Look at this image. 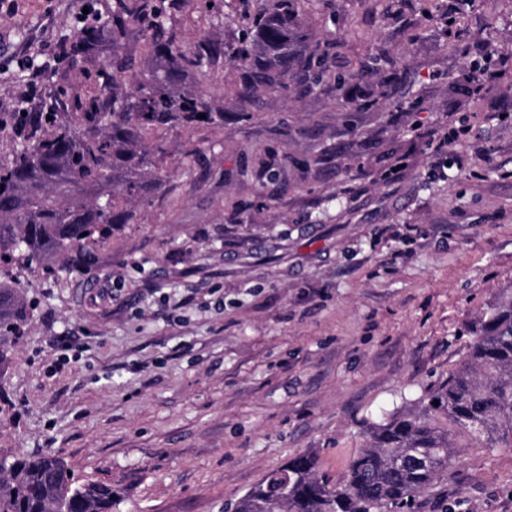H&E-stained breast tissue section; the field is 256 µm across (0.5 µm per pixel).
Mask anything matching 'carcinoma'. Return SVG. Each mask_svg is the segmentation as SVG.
I'll return each mask as SVG.
<instances>
[{
    "instance_id": "carcinoma-1",
    "label": "carcinoma",
    "mask_w": 512,
    "mask_h": 512,
    "mask_svg": "<svg viewBox=\"0 0 512 512\" xmlns=\"http://www.w3.org/2000/svg\"><path fill=\"white\" fill-rule=\"evenodd\" d=\"M177 2L112 0L102 20L112 31V62L99 71L100 93L79 99L74 112H56L58 92L51 90L42 103L49 115L26 113L12 160L0 163V268L19 263L49 270L61 257L85 266L113 230L135 223L138 206L167 196L160 134L224 125V111L183 86V77L230 59L239 71L232 93L244 120L264 92L312 89L327 75L324 52L298 49L307 0H274L246 15L234 42L205 36L192 46L170 22L168 10ZM132 29L142 39L139 55L125 48ZM92 39L78 34L63 57H84ZM362 78V69L352 70L336 90L350 84L353 102ZM26 320L21 295L0 287V360ZM472 333L467 360L432 399L470 437L512 448V292L488 306ZM455 448L451 433L427 416H392L370 425L367 444L337 481L319 474L314 457L297 456L232 512H392L448 469ZM68 472L57 456L1 453L0 512H112V487L79 485Z\"/></svg>"
}]
</instances>
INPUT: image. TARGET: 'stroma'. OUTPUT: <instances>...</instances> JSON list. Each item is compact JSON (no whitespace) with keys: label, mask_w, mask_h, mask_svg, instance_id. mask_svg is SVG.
<instances>
[{"label":"stroma","mask_w":512,"mask_h":512,"mask_svg":"<svg viewBox=\"0 0 512 512\" xmlns=\"http://www.w3.org/2000/svg\"><path fill=\"white\" fill-rule=\"evenodd\" d=\"M82 0H17L0 15V97L33 83L89 94L109 38L58 59ZM310 0L304 50L334 72L366 66L370 101L336 87L266 91L237 117V71L184 84L224 125L167 136L169 195L96 252L92 266L0 277L30 307L0 364V452L55 454L112 512H224L266 474L312 454L338 479L383 416H447L432 396L465 361L472 325L512 290V108L499 82L447 93L477 46L512 58V0ZM240 0H184L189 44L232 40ZM397 72L402 108L383 105ZM468 125L434 157L420 133ZM194 141L195 162L181 149ZM455 459L406 512H512V449L454 435Z\"/></svg>","instance_id":"stroma-1"}]
</instances>
